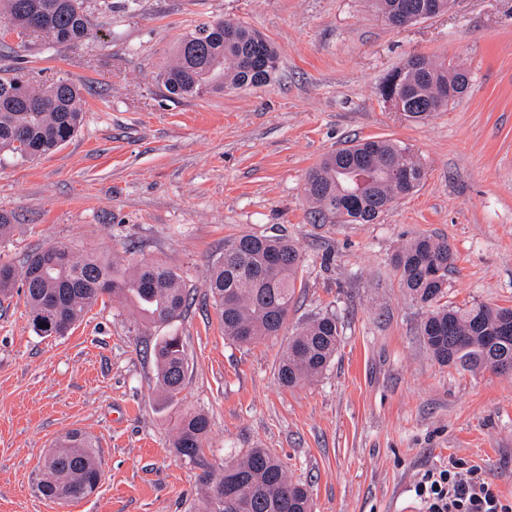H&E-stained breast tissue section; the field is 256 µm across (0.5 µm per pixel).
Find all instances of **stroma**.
Here are the masks:
<instances>
[{"label": "stroma", "mask_w": 512, "mask_h": 512, "mask_svg": "<svg viewBox=\"0 0 512 512\" xmlns=\"http://www.w3.org/2000/svg\"><path fill=\"white\" fill-rule=\"evenodd\" d=\"M75 47L45 38L0 49V71L82 88V123L35 159L0 153V214L13 231L0 262L22 267L40 246L161 261L193 297L173 329L189 372L178 402L156 392L154 331L136 332L110 298L68 335L34 333L25 298L0 302V512H198L200 470L168 431L180 411L206 413L216 467L264 448L304 484L313 512H425L416 487L432 469L479 468L512 505V375L439 363L421 333L427 309L400 285L399 247L447 239L445 302L512 307V0H454L404 28L367 0H88ZM221 17L277 49L261 88L169 97L158 75L193 25ZM456 60L468 91L412 120L382 98L409 56ZM391 139L423 180L372 224L315 216L309 170L354 139ZM283 234L300 252V289L275 336L225 338L207 268L237 235ZM341 334L313 384L277 376L288 340L315 314ZM95 437L103 477L78 502L37 490L53 443Z\"/></svg>", "instance_id": "stroma-1"}]
</instances>
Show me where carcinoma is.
Masks as SVG:
<instances>
[{"label": "carcinoma", "mask_w": 512, "mask_h": 512, "mask_svg": "<svg viewBox=\"0 0 512 512\" xmlns=\"http://www.w3.org/2000/svg\"><path fill=\"white\" fill-rule=\"evenodd\" d=\"M383 16L405 11L437 15L448 0H369ZM0 23L35 26V35L76 46L88 35L90 15L85 0H0ZM279 68L271 42L247 27L222 19L203 21L182 35L175 63L160 75L166 91L179 98L224 89L269 84ZM400 71L397 92L410 117L425 120L448 107V86L470 84L468 70L453 61L408 59ZM81 89L59 77L34 86L21 74L0 76V152L23 158L50 153L69 142L81 119ZM365 169L367 180L353 193L346 175ZM422 172L407 149L388 139L366 140L325 155L308 173L305 194L321 215L343 224H371L389 209L403 190L419 186ZM454 252L445 239L419 236L395 255L400 284L429 308L422 336L442 364L470 370H496L512 362V335L500 337V326L485 305L440 304ZM301 257L283 235L243 233L228 241L224 254L208 271L213 306L224 336L240 345L279 333L288 320L297 288ZM27 300L32 326L40 336H64L88 307L108 296L131 301L139 324L171 327L189 307L179 276L155 262L127 269L100 254H80L71 246L52 244L30 252L22 272L0 263V297L10 298L16 285ZM340 344L336 317L318 315L288 342L278 362L282 385L294 388L321 376ZM153 355L159 387L174 402L188 378L183 341L169 330L156 337ZM208 417L186 410L169 441L180 458L203 469L205 492L199 512H312L307 490L288 476L287 466L264 448H254L235 464L212 469L204 454L210 433ZM102 479V460L95 439L73 429L46 455L38 491L48 499L78 501L93 495Z\"/></svg>", "instance_id": "carcinoma-1"}]
</instances>
